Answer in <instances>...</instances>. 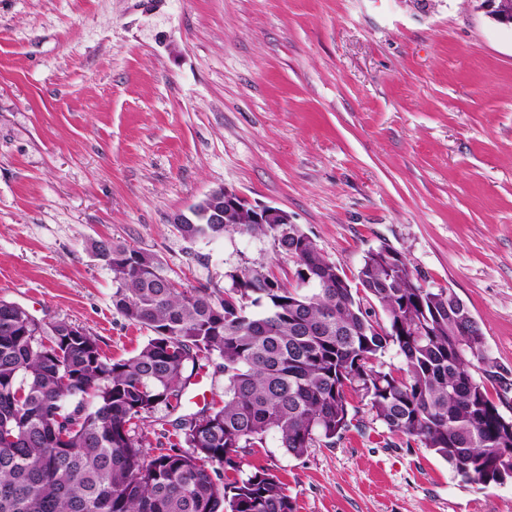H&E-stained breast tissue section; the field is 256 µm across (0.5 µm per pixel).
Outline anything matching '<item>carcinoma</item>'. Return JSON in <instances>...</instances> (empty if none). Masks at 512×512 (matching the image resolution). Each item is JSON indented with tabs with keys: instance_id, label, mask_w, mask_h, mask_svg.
Returning a JSON list of instances; mask_svg holds the SVG:
<instances>
[{
	"instance_id": "cac0c4a2",
	"label": "carcinoma",
	"mask_w": 512,
	"mask_h": 512,
	"mask_svg": "<svg viewBox=\"0 0 512 512\" xmlns=\"http://www.w3.org/2000/svg\"><path fill=\"white\" fill-rule=\"evenodd\" d=\"M250 212L176 229L190 241L265 238L295 259V283L260 263L226 271L222 290L180 288L151 253L92 242L105 262L127 256L110 265L112 304L152 333L129 359L111 362L89 332L0 300V512H294L272 473L224 477L270 435L293 457L336 443L359 413L350 393L461 482L512 481V415L490 391H511L512 370L488 355L464 301L425 287L384 244L365 252L354 284L299 225ZM390 348L403 366L384 367ZM213 358L224 399L178 416L183 445L150 454L146 422L178 411L187 365Z\"/></svg>"
}]
</instances>
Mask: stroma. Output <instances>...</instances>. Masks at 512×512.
<instances>
[{
  "instance_id": "1",
  "label": "stroma",
  "mask_w": 512,
  "mask_h": 512,
  "mask_svg": "<svg viewBox=\"0 0 512 512\" xmlns=\"http://www.w3.org/2000/svg\"><path fill=\"white\" fill-rule=\"evenodd\" d=\"M218 186L286 211L347 276L401 252L512 368V27L476 0H0V299L118 360L150 332L93 241L186 288L246 263L290 281L265 240L170 224ZM223 391L201 361L184 413ZM360 415L299 458L268 439L241 472L271 470L294 512H512V481L461 483Z\"/></svg>"
}]
</instances>
